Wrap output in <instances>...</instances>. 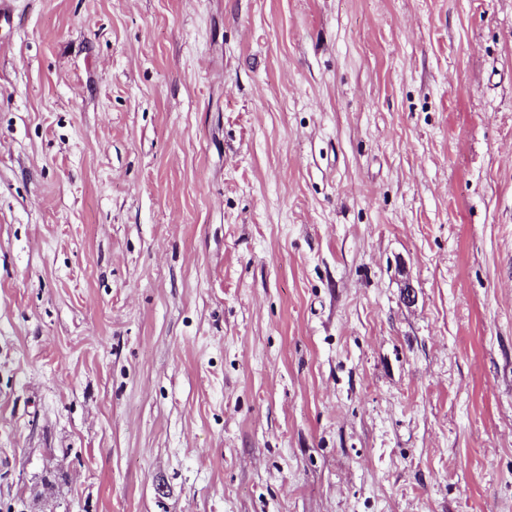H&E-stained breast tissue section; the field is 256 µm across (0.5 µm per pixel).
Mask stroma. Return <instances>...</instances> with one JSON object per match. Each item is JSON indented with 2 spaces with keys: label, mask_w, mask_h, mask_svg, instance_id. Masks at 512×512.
I'll return each instance as SVG.
<instances>
[{
  "label": "stroma",
  "mask_w": 512,
  "mask_h": 512,
  "mask_svg": "<svg viewBox=\"0 0 512 512\" xmlns=\"http://www.w3.org/2000/svg\"><path fill=\"white\" fill-rule=\"evenodd\" d=\"M0 512H512V0H15Z\"/></svg>",
  "instance_id": "obj_1"
}]
</instances>
